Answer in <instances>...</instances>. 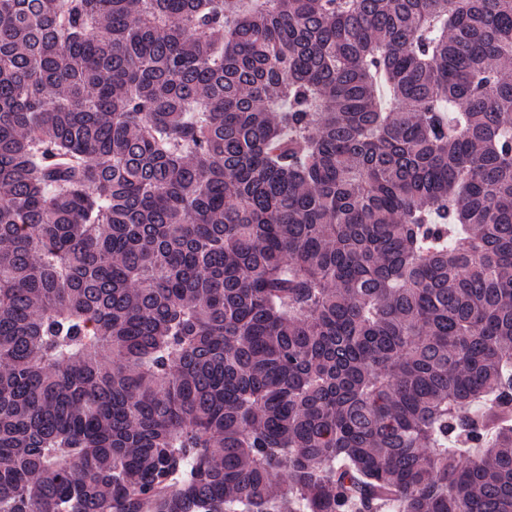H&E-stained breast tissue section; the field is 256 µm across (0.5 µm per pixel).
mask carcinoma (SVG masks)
Listing matches in <instances>:
<instances>
[{"label":"carcinoma","instance_id":"obj_1","mask_svg":"<svg viewBox=\"0 0 512 512\" xmlns=\"http://www.w3.org/2000/svg\"><path fill=\"white\" fill-rule=\"evenodd\" d=\"M512 0H0V512H512Z\"/></svg>","mask_w":512,"mask_h":512}]
</instances>
